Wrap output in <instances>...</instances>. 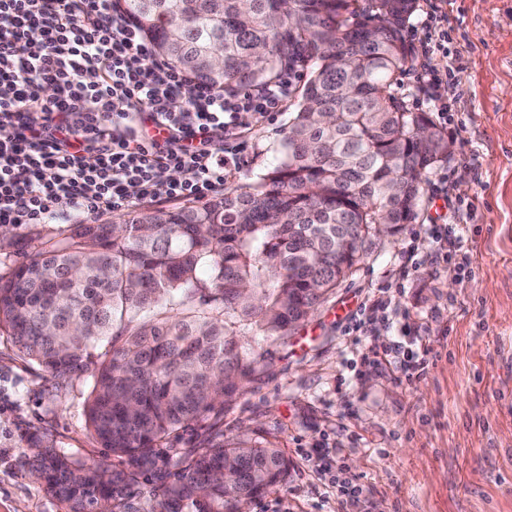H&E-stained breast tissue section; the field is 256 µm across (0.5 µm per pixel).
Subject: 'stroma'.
I'll return each mask as SVG.
<instances>
[{"label":"stroma","instance_id":"35a3bbf8","mask_svg":"<svg viewBox=\"0 0 512 512\" xmlns=\"http://www.w3.org/2000/svg\"><path fill=\"white\" fill-rule=\"evenodd\" d=\"M443 11L448 48L463 62L454 76L463 94L448 114L455 151L427 171L415 223L378 241L225 409V442L264 438L290 461L282 484L247 512H342L337 475L360 479L355 512H512V0H445ZM413 53L398 86L408 107L428 113L448 87L426 85L421 74L447 69L448 59L424 57L418 46ZM301 98L294 91L276 121L255 132L238 184L255 180L278 156ZM448 198L475 208V217L455 218L470 226L471 272L407 275L406 250L432 248L420 221ZM62 230L0 224V275L34 252L39 236ZM393 281L405 285L394 301L411 335L434 358L413 381L386 361L355 364L342 334L361 298ZM85 391L80 383L55 390L0 337V512H63L31 475L26 432L47 433L74 458L112 462L87 428ZM327 447L339 455L318 456ZM304 448L314 456H301Z\"/></svg>","mask_w":512,"mask_h":512}]
</instances>
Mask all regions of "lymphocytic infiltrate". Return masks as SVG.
<instances>
[{
	"mask_svg": "<svg viewBox=\"0 0 512 512\" xmlns=\"http://www.w3.org/2000/svg\"><path fill=\"white\" fill-rule=\"evenodd\" d=\"M113 0H0V224H53L223 192L247 164L255 128L275 120L302 77L284 67L269 83L234 94L199 85L157 58ZM188 173L185 181L174 179ZM433 259L470 265L468 227L431 224ZM396 359L405 379L424 376V345H372L371 365Z\"/></svg>",
	"mask_w": 512,
	"mask_h": 512,
	"instance_id": "1",
	"label": "lymphocytic infiltrate"
}]
</instances>
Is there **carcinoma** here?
<instances>
[{
	"label": "carcinoma",
	"instance_id": "carcinoma-1",
	"mask_svg": "<svg viewBox=\"0 0 512 512\" xmlns=\"http://www.w3.org/2000/svg\"><path fill=\"white\" fill-rule=\"evenodd\" d=\"M417 0H115L155 54L232 94L283 66L307 71L281 157L201 205L140 211L124 224H70L0 276V332L56 384L89 383L86 424L116 464L24 436L31 473L65 512H240L279 486L274 446L210 431L224 406L286 346L375 241L412 223L423 176L448 134L394 93L413 62ZM224 67L188 70L213 54ZM253 336L266 347H244Z\"/></svg>",
	"mask_w": 512,
	"mask_h": 512
}]
</instances>
